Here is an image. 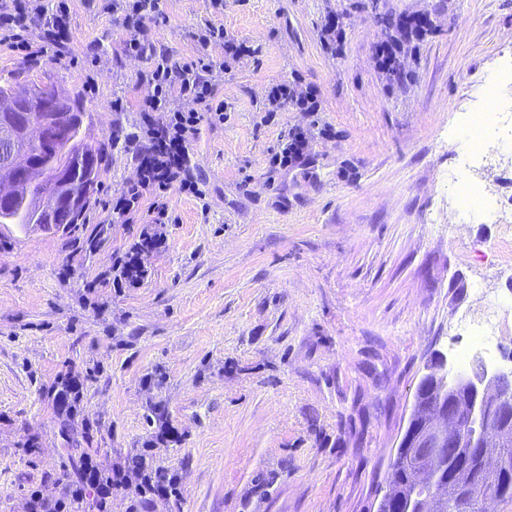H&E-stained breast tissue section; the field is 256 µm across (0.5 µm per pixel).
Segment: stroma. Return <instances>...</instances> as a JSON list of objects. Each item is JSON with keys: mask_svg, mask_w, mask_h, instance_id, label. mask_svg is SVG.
I'll list each match as a JSON object with an SVG mask.
<instances>
[{"mask_svg": "<svg viewBox=\"0 0 512 512\" xmlns=\"http://www.w3.org/2000/svg\"><path fill=\"white\" fill-rule=\"evenodd\" d=\"M109 4L73 0L65 47L37 63L0 46V76L26 64L80 92L84 136L110 146L83 224H0V512L63 497L70 448L106 465L149 450L179 493L141 512H375L417 384L436 353L467 348L448 322L479 288L506 314L494 359L512 361V230L449 222L444 182L489 73L512 63V0H160L150 34L175 60L196 58L208 22L252 53L217 86L223 123L200 114L195 191L147 197L126 224L111 202L138 177L123 138L151 62L123 52ZM402 15L426 26L391 80L375 47ZM331 16L347 25L336 55ZM272 79L315 87L319 111H266ZM296 129L309 151L281 164ZM462 178L512 194V161ZM145 233L143 279L116 284ZM68 376L74 416L55 399Z\"/></svg>", "mask_w": 512, "mask_h": 512, "instance_id": "1", "label": "stroma"}]
</instances>
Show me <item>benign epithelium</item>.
Returning <instances> with one entry per match:
<instances>
[{"instance_id":"7a95c632","label":"benign epithelium","mask_w":512,"mask_h":512,"mask_svg":"<svg viewBox=\"0 0 512 512\" xmlns=\"http://www.w3.org/2000/svg\"><path fill=\"white\" fill-rule=\"evenodd\" d=\"M11 111L17 113L16 121L23 133L37 136L42 144V153L31 155L15 125L7 121L0 126V171L10 176L12 184L22 186L35 173L50 167L63 177L64 167L58 161L70 154L87 163L93 159L94 151L75 141L69 129L71 124L82 126L85 113L72 110L66 113L68 121L55 123L24 113L17 103L11 105ZM78 209L79 201L61 198L39 209V213L50 224H66L76 220ZM430 394L436 401L428 405L425 396ZM497 427H512V366L490 369L479 360L475 371L459 376L448 370L447 356L435 354L417 386L398 444L408 449V459L424 465V479L409 496L391 500L393 472L400 463V456H394L376 512H442V500L432 494L430 487L441 475L446 449L479 448L485 454L494 445L488 432Z\"/></svg>"}]
</instances>
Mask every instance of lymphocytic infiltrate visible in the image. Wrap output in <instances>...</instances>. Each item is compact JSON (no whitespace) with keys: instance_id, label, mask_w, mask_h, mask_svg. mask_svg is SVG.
<instances>
[{"instance_id":"lymphocytic-infiltrate-1","label":"lymphocytic infiltrate","mask_w":512,"mask_h":512,"mask_svg":"<svg viewBox=\"0 0 512 512\" xmlns=\"http://www.w3.org/2000/svg\"><path fill=\"white\" fill-rule=\"evenodd\" d=\"M159 0H112V17L125 30V53L146 55L151 59L150 70L141 77L147 85L140 110L142 112V142L134 152L139 179L130 185L112 205L114 222L129 223L130 216L147 192L165 191L173 184L192 187L188 161L189 144L197 131L199 117L196 111L184 110L182 101L192 100L210 106L215 121H223V105L214 104L215 88L224 74L251 52L243 40L228 38L223 27L207 24L198 28L193 40L201 49L194 61L179 63L170 56L154 52L147 37V23L158 8ZM37 20L43 35L59 42L68 29L69 5L58 0L47 5L46 0H0V44L24 47L29 59H37L44 47H30L26 37L28 23ZM224 47L222 58L208 54L211 45ZM267 109L278 112L288 107L303 112H315L320 107L316 88L282 79L267 84ZM87 477L95 483L100 498H110L113 491L135 488L144 496L171 494L174 478L146 473L142 464L132 470L117 467L112 480L100 481L96 469H89Z\"/></svg>"}]
</instances>
